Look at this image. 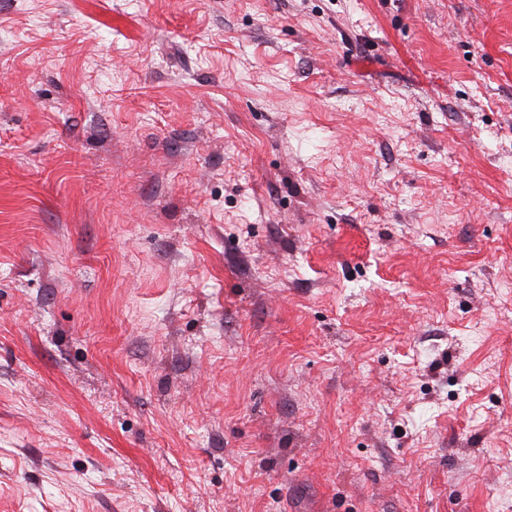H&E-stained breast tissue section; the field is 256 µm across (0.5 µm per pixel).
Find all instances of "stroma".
<instances>
[{"label":"stroma","instance_id":"35a3bbf8","mask_svg":"<svg viewBox=\"0 0 512 512\" xmlns=\"http://www.w3.org/2000/svg\"><path fill=\"white\" fill-rule=\"evenodd\" d=\"M512 0H0V512H512Z\"/></svg>","mask_w":512,"mask_h":512}]
</instances>
